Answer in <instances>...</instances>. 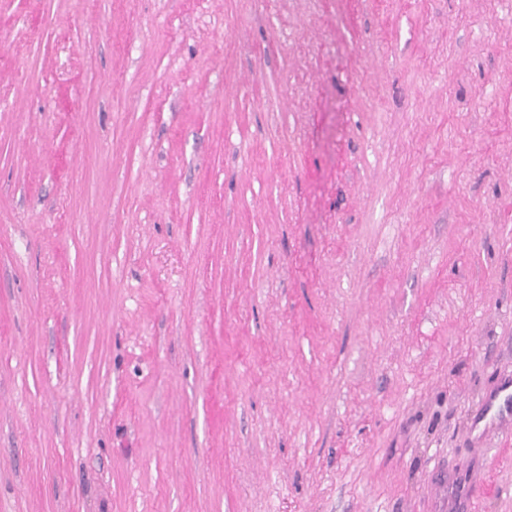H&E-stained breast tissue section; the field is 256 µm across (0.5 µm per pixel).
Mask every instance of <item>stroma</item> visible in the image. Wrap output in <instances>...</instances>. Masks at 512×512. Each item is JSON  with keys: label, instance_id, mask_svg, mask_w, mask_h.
<instances>
[{"label": "stroma", "instance_id": "stroma-1", "mask_svg": "<svg viewBox=\"0 0 512 512\" xmlns=\"http://www.w3.org/2000/svg\"><path fill=\"white\" fill-rule=\"evenodd\" d=\"M510 379L512 0H0V512H512ZM498 397L499 395L491 398L485 408V415L490 416L489 425L494 426L493 428H499L506 423H510L512 417V392L507 393L502 399Z\"/></svg>", "mask_w": 512, "mask_h": 512}]
</instances>
